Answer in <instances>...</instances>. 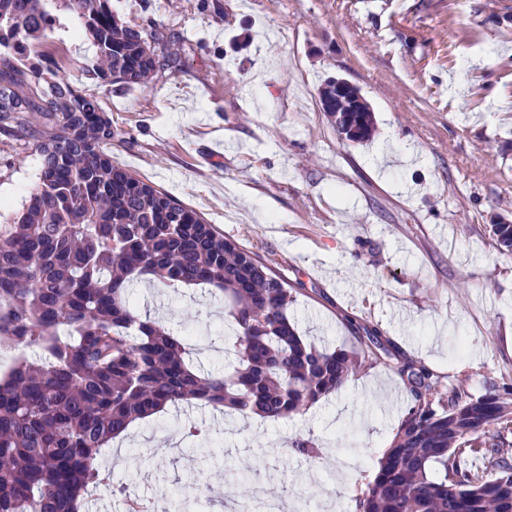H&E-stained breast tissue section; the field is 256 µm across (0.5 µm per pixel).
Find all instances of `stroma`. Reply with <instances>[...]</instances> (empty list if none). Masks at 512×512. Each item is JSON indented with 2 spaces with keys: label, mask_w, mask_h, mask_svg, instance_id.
<instances>
[{
  "label": "stroma",
  "mask_w": 512,
  "mask_h": 512,
  "mask_svg": "<svg viewBox=\"0 0 512 512\" xmlns=\"http://www.w3.org/2000/svg\"><path fill=\"white\" fill-rule=\"evenodd\" d=\"M126 22L174 36L183 64L149 87L85 78L91 41L60 14L49 51L112 117L113 163L202 213L293 290L299 333L354 348L377 327L404 357L478 396L512 386V0H112ZM274 41L268 53L266 41ZM357 87L373 140L339 139L319 89ZM40 158L0 131V214L21 210ZM133 295L164 325L215 339L198 363L224 370V303L145 280ZM411 395L368 359L340 391L276 422L204 407L165 410L98 458L102 512H176L201 454L202 512H243L255 488L288 512H357ZM207 444L184 442L186 422ZM312 439L317 461L295 453Z\"/></svg>",
  "instance_id": "1"
}]
</instances>
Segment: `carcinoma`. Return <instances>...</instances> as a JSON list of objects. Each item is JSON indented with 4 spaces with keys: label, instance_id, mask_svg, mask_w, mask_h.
Instances as JSON below:
<instances>
[{
    "label": "carcinoma",
    "instance_id": "cac0c4a2",
    "mask_svg": "<svg viewBox=\"0 0 512 512\" xmlns=\"http://www.w3.org/2000/svg\"><path fill=\"white\" fill-rule=\"evenodd\" d=\"M76 16L96 55L87 79L146 88L181 65L176 49L112 0H0V131L32 144L37 182L0 224V347L19 351L0 379V512H79L105 479L102 449L131 424L182 403L277 421L341 389L360 354L389 358L412 406L359 498L360 512H512V389L473 398L445 389L375 328L362 350L307 341L288 315V282L196 210L112 163L115 131L63 59H42L59 13ZM320 103L342 140L365 142L374 115L359 90L329 79ZM512 251V224H494ZM224 297L231 370L201 373L195 341L141 311L130 288ZM37 347L44 359L25 350ZM481 456L486 477L465 459ZM188 486L180 512L201 502Z\"/></svg>",
    "mask_w": 512,
    "mask_h": 512
}]
</instances>
